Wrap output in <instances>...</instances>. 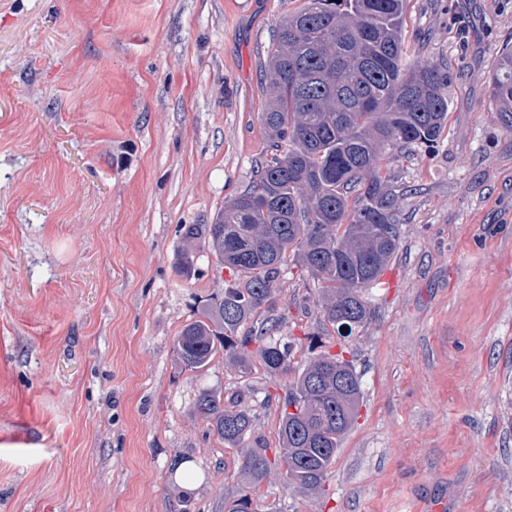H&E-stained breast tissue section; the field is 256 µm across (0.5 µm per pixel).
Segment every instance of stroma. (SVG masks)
I'll return each mask as SVG.
<instances>
[{"instance_id":"obj_1","label":"stroma","mask_w":512,"mask_h":512,"mask_svg":"<svg viewBox=\"0 0 512 512\" xmlns=\"http://www.w3.org/2000/svg\"><path fill=\"white\" fill-rule=\"evenodd\" d=\"M291 0H0V512H228L242 451L192 410L242 406L268 448L278 395L346 348L363 404L323 490L260 485L258 512H512V127L488 91L512 0H409L406 41L453 66L434 146L384 159L400 247L340 340L312 280L278 288L288 372L173 343L228 273H177L267 148L262 65ZM194 466L185 490L176 467Z\"/></svg>"}]
</instances>
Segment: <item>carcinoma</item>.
<instances>
[{"label":"carcinoma","instance_id":"cac0c4a2","mask_svg":"<svg viewBox=\"0 0 512 512\" xmlns=\"http://www.w3.org/2000/svg\"><path fill=\"white\" fill-rule=\"evenodd\" d=\"M406 2L299 0L284 17L264 65L269 157L214 223L181 227L182 276L201 250L231 274L176 337L182 370L202 372L221 352L243 375L258 365L270 375L288 370L291 345L273 334L290 261L316 283L325 322L352 335L372 321L365 291L401 241L399 193L381 160L437 141L448 119L449 67L423 63L405 46ZM489 92L498 120L512 126V46L499 49ZM361 397V377L343 354L311 359L278 397L279 448L270 458L247 410L200 391L193 411L219 441L246 449V488L229 512H257L249 490L275 465L285 484L318 492Z\"/></svg>","mask_w":512,"mask_h":512}]
</instances>
